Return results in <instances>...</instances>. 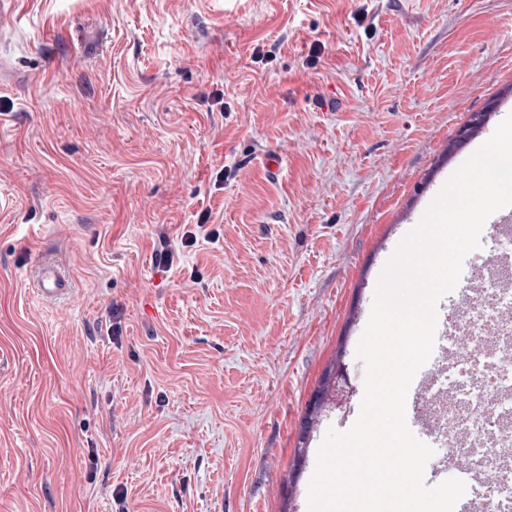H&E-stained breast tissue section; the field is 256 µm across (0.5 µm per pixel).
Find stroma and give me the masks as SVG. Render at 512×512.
I'll use <instances>...</instances> for the list:
<instances>
[{
	"label": "stroma",
	"instance_id": "stroma-1",
	"mask_svg": "<svg viewBox=\"0 0 512 512\" xmlns=\"http://www.w3.org/2000/svg\"><path fill=\"white\" fill-rule=\"evenodd\" d=\"M17 2L0 512H308L384 264L512 114V0ZM205 210L219 240L184 246ZM44 255L75 302H35ZM341 350L355 394L300 454Z\"/></svg>",
	"mask_w": 512,
	"mask_h": 512
}]
</instances>
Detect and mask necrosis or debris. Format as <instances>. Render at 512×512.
Listing matches in <instances>:
<instances>
[{
	"label": "necrosis or debris",
	"instance_id": "4bbe7bcc",
	"mask_svg": "<svg viewBox=\"0 0 512 512\" xmlns=\"http://www.w3.org/2000/svg\"><path fill=\"white\" fill-rule=\"evenodd\" d=\"M487 275L437 337L421 394L433 433L454 450L477 512H512V251L475 254Z\"/></svg>",
	"mask_w": 512,
	"mask_h": 512
}]
</instances>
